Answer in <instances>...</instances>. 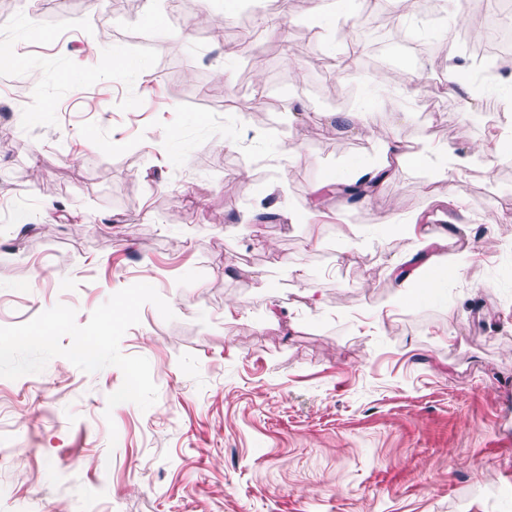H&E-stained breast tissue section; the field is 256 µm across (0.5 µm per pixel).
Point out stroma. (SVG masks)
<instances>
[{
	"instance_id": "obj_1",
	"label": "stroma",
	"mask_w": 512,
	"mask_h": 512,
	"mask_svg": "<svg viewBox=\"0 0 512 512\" xmlns=\"http://www.w3.org/2000/svg\"><path fill=\"white\" fill-rule=\"evenodd\" d=\"M313 9L270 33L254 0H0L20 58L0 73V326L59 303L83 325L136 283L175 314L145 304L120 342L150 363L148 410L108 407L115 366L0 377V512H512L506 127L474 93L429 113L408 93L474 70L473 0L380 25L362 0ZM220 25L256 29L261 62L230 57ZM285 40L321 70L284 67ZM352 54L372 72L333 77ZM381 74L406 83L369 99ZM381 131L412 157L368 198L338 194L381 165ZM427 145L467 157L455 182ZM414 267L425 287H397Z\"/></svg>"
}]
</instances>
